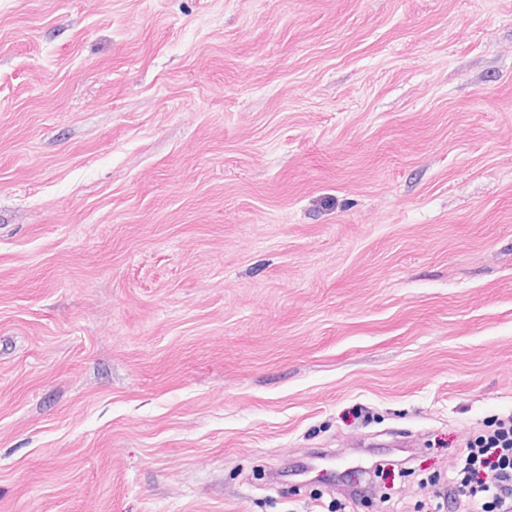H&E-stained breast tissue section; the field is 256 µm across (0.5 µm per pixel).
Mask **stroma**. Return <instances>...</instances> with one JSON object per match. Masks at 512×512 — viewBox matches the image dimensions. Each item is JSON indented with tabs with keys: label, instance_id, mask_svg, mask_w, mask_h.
Wrapping results in <instances>:
<instances>
[{
	"label": "stroma",
	"instance_id": "obj_1",
	"mask_svg": "<svg viewBox=\"0 0 512 512\" xmlns=\"http://www.w3.org/2000/svg\"><path fill=\"white\" fill-rule=\"evenodd\" d=\"M512 416V0H0V512H422Z\"/></svg>",
	"mask_w": 512,
	"mask_h": 512
}]
</instances>
